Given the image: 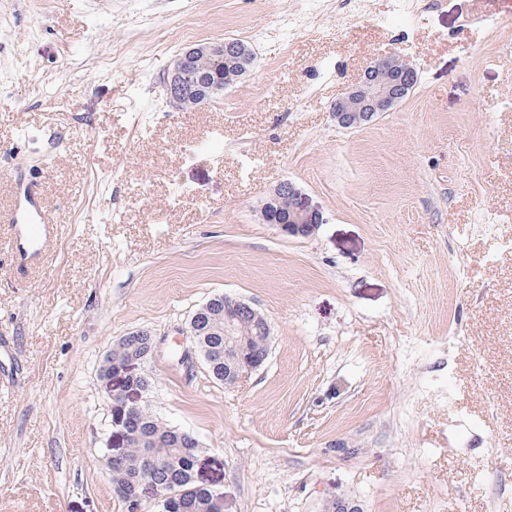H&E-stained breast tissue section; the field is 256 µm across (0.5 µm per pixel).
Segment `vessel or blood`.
Returning <instances> with one entry per match:
<instances>
[{
	"label": "vessel or blood",
	"instance_id": "b4317fda",
	"mask_svg": "<svg viewBox=\"0 0 512 512\" xmlns=\"http://www.w3.org/2000/svg\"><path fill=\"white\" fill-rule=\"evenodd\" d=\"M12 183L14 201L8 209L0 210V226L6 227L13 244V270L24 276L31 267L43 264L59 226L50 216L32 175L14 172Z\"/></svg>",
	"mask_w": 512,
	"mask_h": 512
}]
</instances>
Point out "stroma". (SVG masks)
Here are the masks:
<instances>
[{
    "label": "stroma",
    "instance_id": "1",
    "mask_svg": "<svg viewBox=\"0 0 512 512\" xmlns=\"http://www.w3.org/2000/svg\"><path fill=\"white\" fill-rule=\"evenodd\" d=\"M0 0V205L24 164L62 226L14 277L0 238V512H126L113 343L150 332L151 404L200 444L224 512H512V0ZM265 23L223 99L172 110L189 45ZM418 73L355 130L330 105L376 59ZM291 180L322 222L260 210ZM226 294L270 355L227 386L188 329ZM119 440L114 441V448H122L121 451L108 455V467L112 468V493L122 502L125 503L128 510L129 503L140 495L141 486L139 484L138 474L128 464L127 459H116L125 456L124 449L126 442L131 438V433L123 428H119L115 433ZM140 498V496H139Z\"/></svg>",
    "mask_w": 512,
    "mask_h": 512
}]
</instances>
